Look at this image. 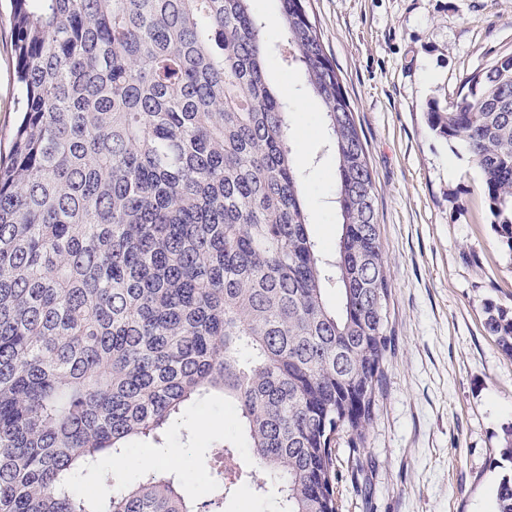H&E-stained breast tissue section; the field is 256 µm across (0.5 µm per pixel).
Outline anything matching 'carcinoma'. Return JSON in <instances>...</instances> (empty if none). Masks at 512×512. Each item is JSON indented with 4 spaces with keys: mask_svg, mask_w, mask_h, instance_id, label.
Listing matches in <instances>:
<instances>
[{
    "mask_svg": "<svg viewBox=\"0 0 512 512\" xmlns=\"http://www.w3.org/2000/svg\"><path fill=\"white\" fill-rule=\"evenodd\" d=\"M9 4L21 118L0 153V512H222L239 481L275 488L280 512H339L332 442L366 440L389 284L365 146L304 0H279V48L331 132L330 258L309 232L254 0ZM428 123L480 169L512 251V54ZM486 314L512 357V309ZM214 392L238 432L211 446L212 498H185L163 466L113 492L101 458L162 444ZM243 448L263 479L224 483ZM494 499L512 512L511 478Z\"/></svg>",
    "mask_w": 512,
    "mask_h": 512,
    "instance_id": "1",
    "label": "carcinoma"
}]
</instances>
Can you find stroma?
<instances>
[{
    "instance_id": "obj_1",
    "label": "stroma",
    "mask_w": 512,
    "mask_h": 512,
    "mask_svg": "<svg viewBox=\"0 0 512 512\" xmlns=\"http://www.w3.org/2000/svg\"><path fill=\"white\" fill-rule=\"evenodd\" d=\"M270 46L271 87L288 102L289 145L318 249L338 234L336 158L323 108L298 64L278 50V0H255ZM355 112L374 182L388 263L389 331L382 387L366 442L336 439L341 512H493L512 474V358L485 328L488 304L512 307V252L492 224L480 169L428 124L465 77L512 52V0H306ZM9 9L0 10V141L18 118ZM308 111H300L301 103ZM215 396L167 430L182 492L211 488V444L235 434Z\"/></svg>"
}]
</instances>
